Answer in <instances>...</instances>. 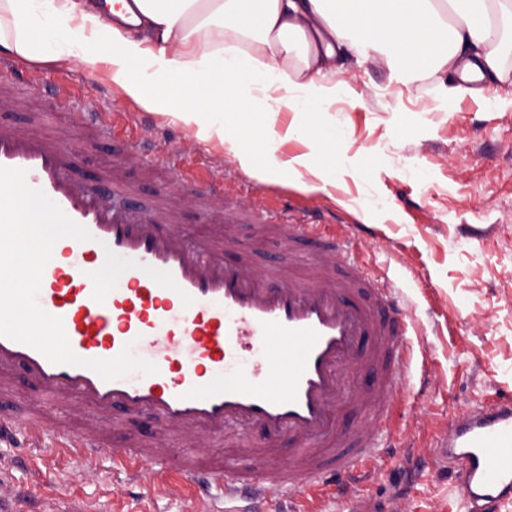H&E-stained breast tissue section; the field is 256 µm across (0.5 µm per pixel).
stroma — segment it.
<instances>
[{
  "label": "stroma",
  "mask_w": 512,
  "mask_h": 512,
  "mask_svg": "<svg viewBox=\"0 0 512 512\" xmlns=\"http://www.w3.org/2000/svg\"><path fill=\"white\" fill-rule=\"evenodd\" d=\"M39 69L64 75L76 90L69 111L30 93L46 114L45 131L63 144L74 139L78 113L112 108L126 113L122 140L87 143L76 159L79 179L98 180L141 135L181 153L184 169L220 170L234 159L218 142H198L183 126L145 113L112 83L87 84L69 62L44 60ZM336 109L309 127L335 124L339 133L327 191L304 193L274 179L245 175L225 185L232 207L268 206L267 192L320 211V221L355 244L359 262L380 271L414 301V390L394 399L387 455L357 482L345 512H460L451 480L434 462L433 446L470 406L512 398V85L484 97L443 100L432 79L404 84L377 60L347 59L336 75ZM133 192L117 208L168 191L182 214L185 236L205 223L197 195L174 175L145 167L125 170ZM383 202L379 212L370 201ZM241 241L226 261L248 265L269 286L272 268L287 264L288 246L261 238L255 225L236 227ZM184 497L144 491L102 461L85 474L69 459L36 448L0 447V512H186Z\"/></svg>",
  "instance_id": "1"
}]
</instances>
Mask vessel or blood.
<instances>
[{
	"label": "vessel or blood",
	"mask_w": 512,
	"mask_h": 512,
	"mask_svg": "<svg viewBox=\"0 0 512 512\" xmlns=\"http://www.w3.org/2000/svg\"><path fill=\"white\" fill-rule=\"evenodd\" d=\"M79 128L80 142L88 131L112 137L119 125L108 113L86 112ZM132 154L147 166L179 170L178 153L153 141L136 142ZM0 166L26 170L28 185L90 234L55 243L37 294L41 309L61 318L74 354L109 359L129 344L157 368L106 380L0 336V388L23 376L54 407L21 426L0 412V439L22 435L29 447L75 460L87 472L109 460L142 487L175 491L186 484L227 499L271 490L267 512H279L283 500H315L331 486L337 501L348 498L349 475L390 446L392 397L411 388L413 351L406 299L356 261L352 241L285 219L283 236L314 240L317 262L345 254L343 275L319 274L304 285L285 276L270 288L224 261L234 225L260 223L257 211L230 214L223 245L206 232L187 240L172 206L118 211L112 198L126 193L124 183L79 180L52 137L1 122ZM235 176L228 168L184 180L220 204ZM350 406L374 424L375 436L342 432L338 416ZM116 411L153 420L152 445L135 439L125 448L107 446L97 419ZM230 424L261 437L246 449V462L209 465L181 446L202 433L223 436ZM284 438L293 446L286 464L278 459ZM436 448L464 512H498L512 502L511 399L466 409L452 438Z\"/></svg>",
	"instance_id": "vessel-or-blood-1"
}]
</instances>
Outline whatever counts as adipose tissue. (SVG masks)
Masks as SVG:
<instances>
[{"label": "adipose tissue", "instance_id": "obj_1", "mask_svg": "<svg viewBox=\"0 0 512 512\" xmlns=\"http://www.w3.org/2000/svg\"><path fill=\"white\" fill-rule=\"evenodd\" d=\"M105 15L100 0H0V49L26 60L75 61L143 109L169 116L202 142L224 144L258 177L325 191L324 143L277 159L301 139L306 114L332 111L345 53L381 59L398 76L432 77L442 96L512 80V0H132ZM295 113L285 134L279 112ZM260 115L263 164L238 145L239 113ZM315 178L303 180L302 169Z\"/></svg>", "mask_w": 512, "mask_h": 512}]
</instances>
